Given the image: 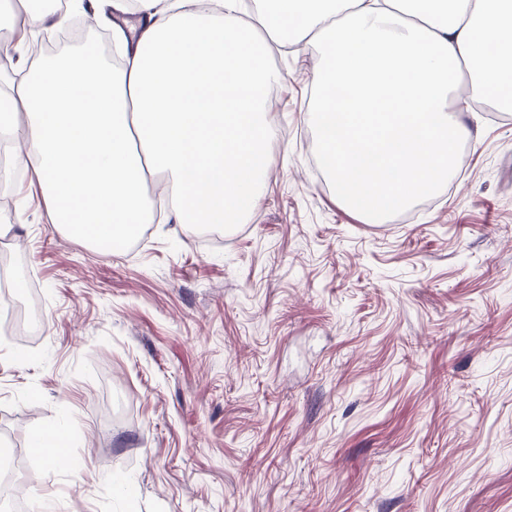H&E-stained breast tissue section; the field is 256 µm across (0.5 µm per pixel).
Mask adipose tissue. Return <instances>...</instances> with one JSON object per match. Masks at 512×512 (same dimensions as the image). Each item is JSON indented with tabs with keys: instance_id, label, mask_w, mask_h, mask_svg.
I'll return each mask as SVG.
<instances>
[{
	"instance_id": "obj_1",
	"label": "adipose tissue",
	"mask_w": 512,
	"mask_h": 512,
	"mask_svg": "<svg viewBox=\"0 0 512 512\" xmlns=\"http://www.w3.org/2000/svg\"><path fill=\"white\" fill-rule=\"evenodd\" d=\"M120 67L82 48L11 80L0 143L32 170L51 220L93 245L165 210L239 224L253 208L286 79L257 42L314 47L308 121L338 197L383 221L435 193L476 132L454 98L512 83V0H88ZM293 26H286V19Z\"/></svg>"
}]
</instances>
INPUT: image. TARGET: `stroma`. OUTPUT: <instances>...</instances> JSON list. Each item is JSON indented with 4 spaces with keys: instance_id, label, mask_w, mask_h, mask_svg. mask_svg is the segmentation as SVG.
I'll return each mask as SVG.
<instances>
[{
    "instance_id": "stroma-1",
    "label": "stroma",
    "mask_w": 512,
    "mask_h": 512,
    "mask_svg": "<svg viewBox=\"0 0 512 512\" xmlns=\"http://www.w3.org/2000/svg\"><path fill=\"white\" fill-rule=\"evenodd\" d=\"M60 50L9 28L0 71ZM271 63V163L220 245L163 218L98 248L0 185V324L40 315L0 341V512H512V112L465 114L447 181L376 224L314 166L316 55ZM51 429L66 461L28 451Z\"/></svg>"
}]
</instances>
